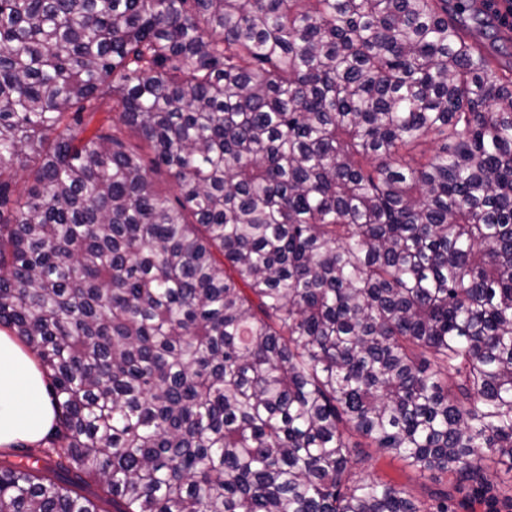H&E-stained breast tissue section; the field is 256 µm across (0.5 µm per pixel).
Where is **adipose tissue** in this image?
Masks as SVG:
<instances>
[{"label":"adipose tissue","instance_id":"ef3b65f1","mask_svg":"<svg viewBox=\"0 0 512 512\" xmlns=\"http://www.w3.org/2000/svg\"><path fill=\"white\" fill-rule=\"evenodd\" d=\"M56 422L38 362L7 331H0V447L35 444Z\"/></svg>","mask_w":512,"mask_h":512}]
</instances>
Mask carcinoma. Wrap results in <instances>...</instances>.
<instances>
[{
	"label": "carcinoma",
	"mask_w": 512,
	"mask_h": 512,
	"mask_svg": "<svg viewBox=\"0 0 512 512\" xmlns=\"http://www.w3.org/2000/svg\"><path fill=\"white\" fill-rule=\"evenodd\" d=\"M470 26L502 40L484 0H0V326L73 474L0 467V512H449L370 448L496 497L512 69ZM371 456L359 470L360 476L377 479L397 488H404L421 501L428 502L431 492L444 488L447 484L446 478H443L441 483L424 479L416 470L400 459L378 453L374 449L371 450Z\"/></svg>",
	"instance_id": "obj_1"
}]
</instances>
